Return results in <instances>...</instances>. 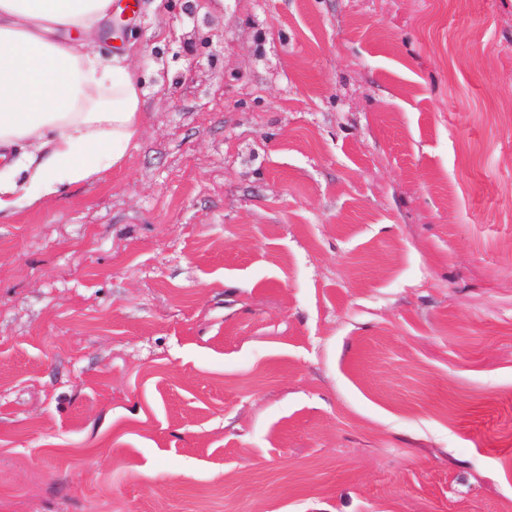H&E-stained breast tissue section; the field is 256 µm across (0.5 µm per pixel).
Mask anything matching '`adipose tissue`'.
I'll return each instance as SVG.
<instances>
[{
  "mask_svg": "<svg viewBox=\"0 0 512 512\" xmlns=\"http://www.w3.org/2000/svg\"><path fill=\"white\" fill-rule=\"evenodd\" d=\"M112 0H0V215L120 166L139 135L141 83L101 46Z\"/></svg>",
  "mask_w": 512,
  "mask_h": 512,
  "instance_id": "ef3b65f1",
  "label": "adipose tissue"
}]
</instances>
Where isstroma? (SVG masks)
<instances>
[{
  "instance_id": "stroma-1",
  "label": "stroma",
  "mask_w": 512,
  "mask_h": 512,
  "mask_svg": "<svg viewBox=\"0 0 512 512\" xmlns=\"http://www.w3.org/2000/svg\"><path fill=\"white\" fill-rule=\"evenodd\" d=\"M137 3L0 216V512H512V0Z\"/></svg>"
}]
</instances>
